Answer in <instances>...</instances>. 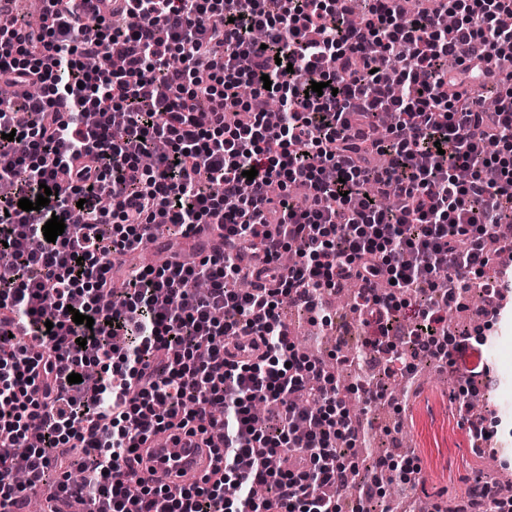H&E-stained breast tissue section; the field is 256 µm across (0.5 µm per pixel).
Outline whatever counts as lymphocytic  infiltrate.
Masks as SVG:
<instances>
[{
    "label": "lymphocytic infiltrate",
    "mask_w": 512,
    "mask_h": 512,
    "mask_svg": "<svg viewBox=\"0 0 512 512\" xmlns=\"http://www.w3.org/2000/svg\"><path fill=\"white\" fill-rule=\"evenodd\" d=\"M44 2L39 26L0 23V444L36 440L0 459V512L18 470L96 512H340L359 423L281 308L316 323L324 294L355 284L372 347L407 306L415 335H447L476 279L489 300L475 316L500 315L512 270L488 276L486 241L512 224V0ZM269 98L274 125L257 107ZM387 112L399 122L374 141ZM44 185L48 206L19 208ZM54 216L66 228L49 242ZM157 220L172 237L217 225L224 251L167 249L115 281L114 255ZM437 360L472 378L484 366L466 336ZM260 401L274 415L259 426ZM187 427L223 430V468L176 489L130 479L149 436Z\"/></svg>",
    "instance_id": "1"
}]
</instances>
